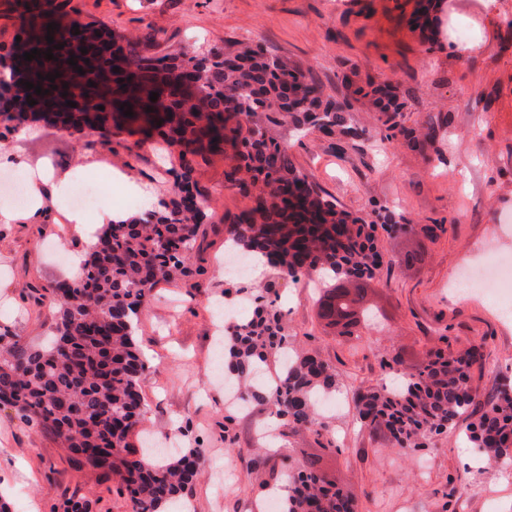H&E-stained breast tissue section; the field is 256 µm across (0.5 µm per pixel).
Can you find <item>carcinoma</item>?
<instances>
[{
  "mask_svg": "<svg viewBox=\"0 0 512 512\" xmlns=\"http://www.w3.org/2000/svg\"><path fill=\"white\" fill-rule=\"evenodd\" d=\"M429 10L430 0H415L411 26L425 28ZM14 12L34 32L30 49L40 56L30 61L21 56L0 71V88L12 92L6 111L15 125L7 131L29 121H51L65 131L86 129L105 138L136 135L135 147L155 137L178 153L179 167L168 171L174 196L162 209L103 225L79 275L34 288V304L47 303L58 314L47 345L26 346L0 326V398L10 400L21 421L51 433L75 471L117 477L130 512H160L186 495L201 451L156 457L133 448L131 438L145 416L139 391L145 364L136 333L154 288L192 272L194 243L209 208L193 180L195 166L230 146L224 179L253 199L250 209L231 219L224 248L253 261L263 257L282 278H371L380 264L377 224L322 195L293 165L275 129L287 125L327 137L357 132L345 125L343 105L323 97L298 66L259 44L164 51L158 60L142 48L145 41L156 43V36L143 41L117 36L56 0H15ZM49 18L57 24L50 31ZM49 48L52 59L43 56ZM82 54L89 63L80 74L68 59ZM115 60L122 62L116 71ZM56 73L60 77L49 81ZM27 82L44 93L26 88ZM152 92L158 93L154 102ZM108 99L110 113L99 109ZM371 102L377 112L398 115L405 108L388 87L376 89ZM129 109L131 117L124 115ZM271 293L267 288L255 297L251 314L234 325L224 343L227 371L243 388L245 404L279 417L283 429L323 436L330 428L320 418L317 399L336 392L338 373L294 348L282 316L271 314L265 302ZM370 313L361 288L353 293L328 288L321 299V316L343 336L354 335L353 328ZM271 357L282 370L276 381L261 384L257 378ZM482 360L474 346L463 352L449 345L431 349L418 374L360 394L358 419L370 434L406 449L470 418L471 447L512 465V386L481 398L472 374ZM270 479L288 486V497L277 499L278 512H358L355 500L327 481L313 461Z\"/></svg>",
  "mask_w": 512,
  "mask_h": 512,
  "instance_id": "cac0c4a2",
  "label": "carcinoma"
}]
</instances>
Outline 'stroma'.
I'll return each mask as SVG.
<instances>
[{"label": "stroma", "mask_w": 512, "mask_h": 512, "mask_svg": "<svg viewBox=\"0 0 512 512\" xmlns=\"http://www.w3.org/2000/svg\"><path fill=\"white\" fill-rule=\"evenodd\" d=\"M71 4L119 34L156 30L164 48L205 51L251 39L297 62L324 96L347 103V124L358 134L338 144L281 128L294 165L349 212L378 224L390 216L434 229L419 238L378 231L381 265L364 282L376 319L358 335L340 336L320 316L316 278L282 279L271 269L239 280L225 275L229 219L251 201L225 186L224 156L198 167L197 189L210 200L211 217L194 245L192 275L158 285L140 317L146 413L132 439L137 449L153 441L200 449V473L185 496L189 512H260L270 470L308 458L352 495L359 512H512V467L491 468L474 457L462 429L405 453L361 428L356 412L358 394L415 372L442 335L457 349L483 345L473 376L479 393L512 384V319L483 297H458L449 288L462 265L512 257V0H437L423 31L405 21L411 0ZM385 82L405 99L401 121L416 143L382 138L385 117L368 94ZM131 143L124 134L105 140L39 122L0 141V155L56 182L100 171L108 208L133 216L141 212V192L166 201L172 184L164 179L170 159L151 144ZM59 210L56 204L38 214L19 210L0 221V324L32 346L49 335L57 313L36 308L30 287L71 278L73 259L88 244L59 223ZM235 283L272 284L297 345L335 365L341 393L324 413L333 448L301 429L275 454L257 437L267 412L226 405L224 380L211 370L224 332L216 309ZM393 355L400 370L381 368L382 357ZM73 494L89 499L92 512H129L115 481L75 472L51 435L0 409V496L10 512H62Z\"/></svg>", "instance_id": "obj_1"}]
</instances>
